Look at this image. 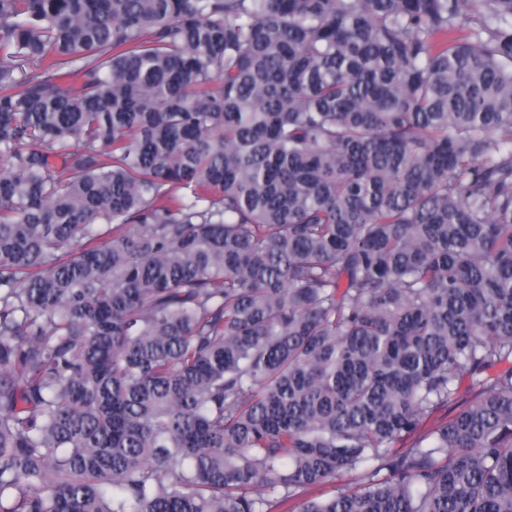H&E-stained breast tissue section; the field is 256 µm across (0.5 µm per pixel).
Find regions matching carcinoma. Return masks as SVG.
<instances>
[{"instance_id":"obj_1","label":"carcinoma","mask_w":512,"mask_h":512,"mask_svg":"<svg viewBox=\"0 0 512 512\" xmlns=\"http://www.w3.org/2000/svg\"><path fill=\"white\" fill-rule=\"evenodd\" d=\"M0 512H512V0H0Z\"/></svg>"}]
</instances>
